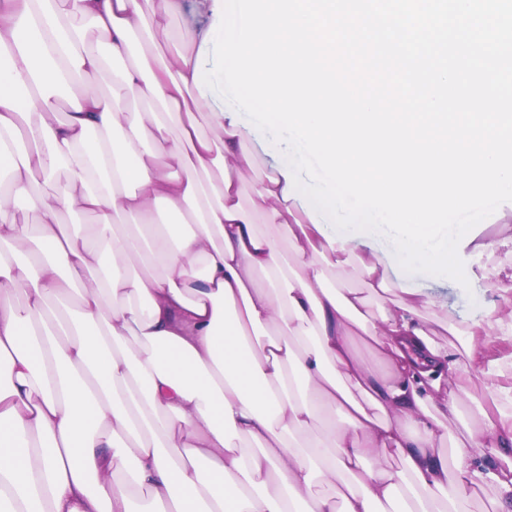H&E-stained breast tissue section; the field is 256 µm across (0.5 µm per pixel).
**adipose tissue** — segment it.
I'll list each match as a JSON object with an SVG mask.
<instances>
[{
	"label": "adipose tissue",
	"mask_w": 512,
	"mask_h": 512,
	"mask_svg": "<svg viewBox=\"0 0 512 512\" xmlns=\"http://www.w3.org/2000/svg\"><path fill=\"white\" fill-rule=\"evenodd\" d=\"M213 8L0 0V512H512L506 366L480 343L512 307L449 317L373 225L331 233L291 168L259 172L205 93Z\"/></svg>",
	"instance_id": "1"
}]
</instances>
